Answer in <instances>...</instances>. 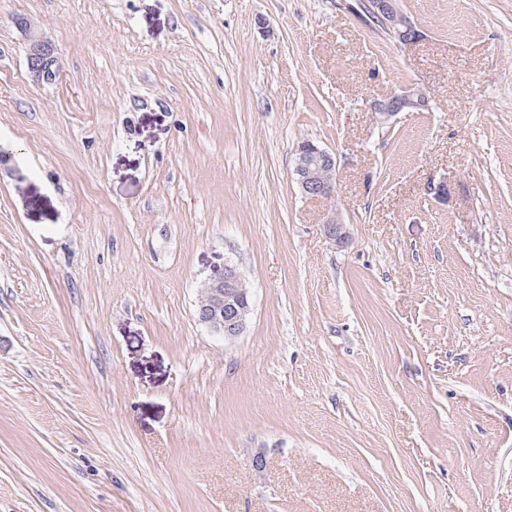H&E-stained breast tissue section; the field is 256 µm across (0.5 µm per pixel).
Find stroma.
<instances>
[{
	"mask_svg": "<svg viewBox=\"0 0 512 512\" xmlns=\"http://www.w3.org/2000/svg\"><path fill=\"white\" fill-rule=\"evenodd\" d=\"M402 6L0 0V512H512V0ZM360 4L369 9L385 27L396 29L398 42L409 44L421 37L416 24L403 12L400 0H369ZM25 44L28 73L33 81L41 85H54L60 79V64L57 49L37 28L25 18H17ZM428 96L419 89L394 93L374 103L381 123L386 124L400 112H420L429 107ZM337 159L307 140L297 150L294 173L301 194L310 199L332 198L336 193ZM203 286L207 297L197 306L198 322L224 338L240 336L251 310V296L238 268L225 264L224 272L210 277Z\"/></svg>",
	"mask_w": 512,
	"mask_h": 512,
	"instance_id": "1",
	"label": "stroma"
}]
</instances>
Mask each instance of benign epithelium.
I'll use <instances>...</instances> for the list:
<instances>
[{
	"label": "benign epithelium",
	"mask_w": 512,
	"mask_h": 512,
	"mask_svg": "<svg viewBox=\"0 0 512 512\" xmlns=\"http://www.w3.org/2000/svg\"><path fill=\"white\" fill-rule=\"evenodd\" d=\"M361 5L370 10L385 27L397 30V40L409 44L421 37L416 24L403 12L401 0H363ZM25 44L28 73L41 85H54L60 79L57 49L27 19L18 18ZM429 107L428 96L418 90L394 93L374 103L381 123L386 124L401 112H420ZM336 156L307 140L297 150L294 173L301 194L310 199L327 200L336 193ZM324 236L337 244L348 240L345 226L334 215L322 222ZM206 300L196 309L197 320L210 331L227 339L241 335L251 310V296L242 287L241 274L233 264L224 265V272L204 283Z\"/></svg>",
	"instance_id": "1"
}]
</instances>
